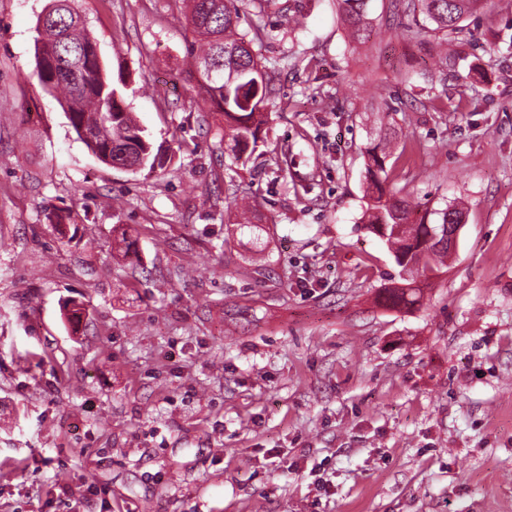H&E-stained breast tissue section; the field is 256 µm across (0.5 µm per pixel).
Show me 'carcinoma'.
I'll list each match as a JSON object with an SVG mask.
<instances>
[{
    "label": "carcinoma",
    "instance_id": "obj_1",
    "mask_svg": "<svg viewBox=\"0 0 512 512\" xmlns=\"http://www.w3.org/2000/svg\"><path fill=\"white\" fill-rule=\"evenodd\" d=\"M188 23L196 33L198 48L191 49L193 69L189 71L199 92L224 113V145L236 163L246 165L268 122L265 107L275 89L262 70L253 45L258 33L238 32L239 0H189ZM370 0H338L344 25L356 39L372 32ZM479 0H408L404 12L421 16L415 23L444 37L472 15ZM49 16L38 36L51 46L58 77L52 93L87 149L103 164L114 159V146L127 149L130 165L142 169L163 166L159 153L143 134L130 113L114 110L118 88L107 70L96 59L97 45L72 0H51ZM382 141L366 150V207L361 217L364 230L385 241L399 277L407 287L387 289L385 303L411 307L417 302V279L436 275L446 266L448 249L429 242V230L440 231L448 223V209L438 215L440 222L427 225L428 215L419 223L410 221L408 200L397 192L386 191L382 174L391 156L396 130L381 129Z\"/></svg>",
    "mask_w": 512,
    "mask_h": 512
}]
</instances>
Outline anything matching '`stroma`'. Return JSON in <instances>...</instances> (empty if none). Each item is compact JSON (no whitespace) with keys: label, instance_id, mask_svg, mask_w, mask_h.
<instances>
[{"label":"stroma","instance_id":"obj_1","mask_svg":"<svg viewBox=\"0 0 512 512\" xmlns=\"http://www.w3.org/2000/svg\"><path fill=\"white\" fill-rule=\"evenodd\" d=\"M49 2L0 0V512H512V0L445 39L371 0L361 41L337 0H242L276 90L244 167L182 0H76L171 158L136 174L39 84ZM442 55L444 88L419 77ZM384 124L388 186L465 216L411 308L377 303L399 269L361 227ZM230 182L259 240L230 233Z\"/></svg>","mask_w":512,"mask_h":512}]
</instances>
